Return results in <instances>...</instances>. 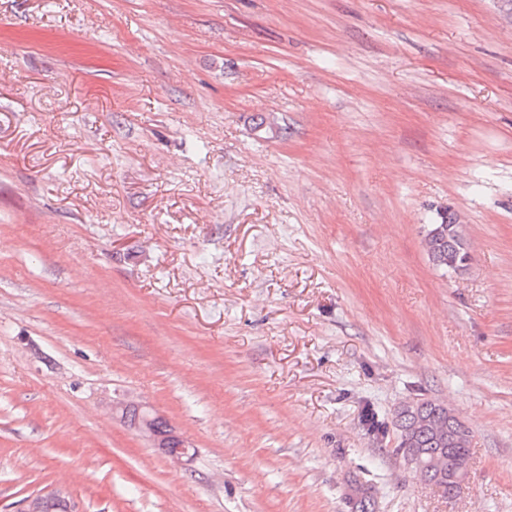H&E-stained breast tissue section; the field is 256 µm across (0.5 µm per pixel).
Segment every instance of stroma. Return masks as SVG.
<instances>
[{"label":"stroma","instance_id":"1","mask_svg":"<svg viewBox=\"0 0 512 512\" xmlns=\"http://www.w3.org/2000/svg\"><path fill=\"white\" fill-rule=\"evenodd\" d=\"M444 209L461 275L424 247ZM419 398L472 433L458 498L395 453ZM359 485L512 512V0H0V512ZM112 411L120 413L124 422H127L129 426L134 428L142 436L153 441H158L161 448H170V446L176 443V447L179 448L178 450L169 452L165 449L167 456L174 463L181 462L183 458L187 456L188 446L186 442L172 433H161L157 423L162 418L156 415L148 405L132 400L123 401L113 403ZM133 413L135 417L131 420L130 416ZM27 512H75L69 499L59 491L39 494L29 500Z\"/></svg>","mask_w":512,"mask_h":512}]
</instances>
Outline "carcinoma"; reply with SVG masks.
<instances>
[{
  "mask_svg": "<svg viewBox=\"0 0 512 512\" xmlns=\"http://www.w3.org/2000/svg\"><path fill=\"white\" fill-rule=\"evenodd\" d=\"M440 223L427 225L424 244L432 264L440 269L463 273L469 268L470 255L465 233L454 214H439ZM397 434L395 453H408L425 461L442 455L441 468L426 471V479L449 497L448 459L457 453L472 454L469 428L458 417L454 418V436H448V405L432 399L419 400V406L410 415L394 416Z\"/></svg>",
  "mask_w": 512,
  "mask_h": 512,
  "instance_id": "1",
  "label": "carcinoma"
}]
</instances>
